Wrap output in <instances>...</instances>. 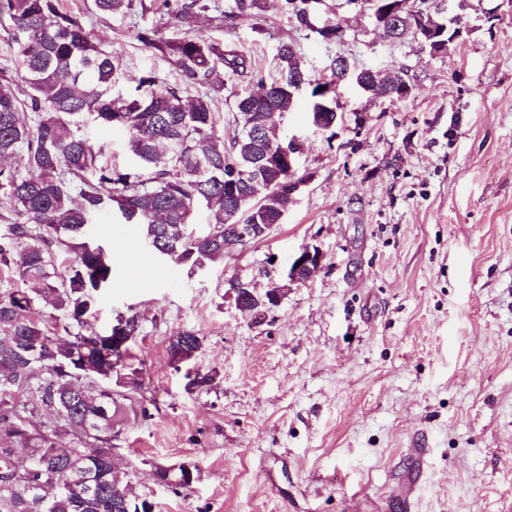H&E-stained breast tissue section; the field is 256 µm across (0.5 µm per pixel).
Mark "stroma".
Segmentation results:
<instances>
[{
  "mask_svg": "<svg viewBox=\"0 0 512 512\" xmlns=\"http://www.w3.org/2000/svg\"><path fill=\"white\" fill-rule=\"evenodd\" d=\"M205 2L186 23L139 8L102 15L91 0L61 7L135 77L180 79L137 39L157 26L166 39L223 42L259 78L274 76L289 38L311 80L341 54L404 68L413 92L371 101L342 88L345 120L330 133L314 130L301 94L279 122L301 137L312 179L282 224L226 250L222 264L166 263L141 248L136 226L97 219L114 284L93 324L138 318L129 362L149 413L123 431V481L155 512H403L389 492L418 440L430 453L414 512H512V0H468L464 11L435 0L461 13L464 32L434 56L411 37L381 39L345 0H326L348 28L342 44L297 28L280 0L234 24L222 17L233 0ZM219 78L229 138L234 104L259 78ZM305 245L322 250L321 270L264 321L225 301L226 279L265 291ZM186 329L203 339L191 368L212 377L194 391L168 355ZM181 462L199 467L190 488L156 484L155 466Z\"/></svg>",
  "mask_w": 512,
  "mask_h": 512,
  "instance_id": "obj_1",
  "label": "stroma"
}]
</instances>
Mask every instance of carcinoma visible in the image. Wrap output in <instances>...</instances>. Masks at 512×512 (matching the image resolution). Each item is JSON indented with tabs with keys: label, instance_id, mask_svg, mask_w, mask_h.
Listing matches in <instances>:
<instances>
[{
	"label": "carcinoma",
	"instance_id": "cac0c4a2",
	"mask_svg": "<svg viewBox=\"0 0 512 512\" xmlns=\"http://www.w3.org/2000/svg\"><path fill=\"white\" fill-rule=\"evenodd\" d=\"M224 20L253 16L261 0H234ZM102 14L125 16L133 0H93ZM424 16L403 12L394 39L427 31L424 49L447 50L461 16L442 18L433 0H419ZM203 0H184L176 17L187 20L205 10ZM0 17L12 22L14 53L23 70L26 107L22 118L14 80L0 76V196L12 213L0 232V463L13 449L26 448L29 476L0 479V512H154L155 504L115 483L112 438L128 421L126 402L136 400L140 372L127 358L112 360L98 345L137 320L119 319L107 332L93 317L101 292L112 285V262L92 242L91 221L114 215L135 225L150 251L177 266L202 269L224 261V188L247 196L241 210L247 224L282 223L292 200L278 184L295 177L267 167V155L284 140L266 123L264 109L283 114L298 94L310 89V111L336 122L337 80L346 75L373 100L401 98L404 70L393 77L373 75L353 61L349 71L330 66L322 82L310 79L295 43L282 40L274 54L277 76L266 89V107L249 95L235 102L241 133L224 140L213 105L222 85L214 79L221 64L247 75L246 58L224 43L183 37L164 40L159 29L137 39L174 58L181 85L157 76L138 79L134 92L114 95L128 78L121 53L101 49L59 0H0ZM199 88L194 94L189 88ZM101 130L129 133L134 166L99 161L79 133L87 122ZM23 157V169L5 164ZM60 312L48 324L41 305ZM202 338L186 330L170 341L171 365L193 360ZM121 387L115 391L112 385ZM50 420L32 421L38 411ZM192 463L159 466L156 483L189 487L198 479Z\"/></svg>",
	"mask_w": 512,
	"mask_h": 512
}]
</instances>
